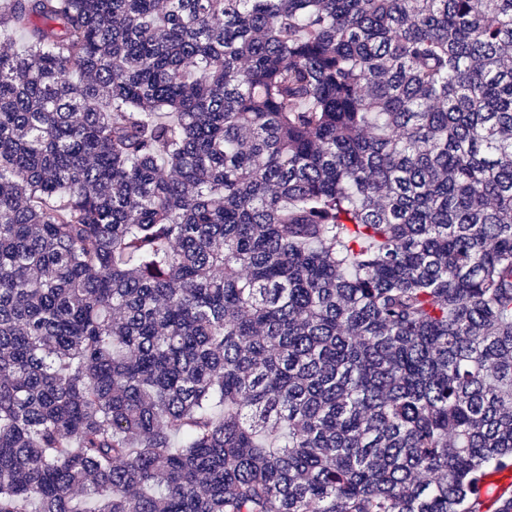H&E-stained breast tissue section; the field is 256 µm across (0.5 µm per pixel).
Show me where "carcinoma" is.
Returning <instances> with one entry per match:
<instances>
[{
	"instance_id": "1",
	"label": "carcinoma",
	"mask_w": 512,
	"mask_h": 512,
	"mask_svg": "<svg viewBox=\"0 0 512 512\" xmlns=\"http://www.w3.org/2000/svg\"><path fill=\"white\" fill-rule=\"evenodd\" d=\"M1 27L0 512H512V0Z\"/></svg>"
}]
</instances>
